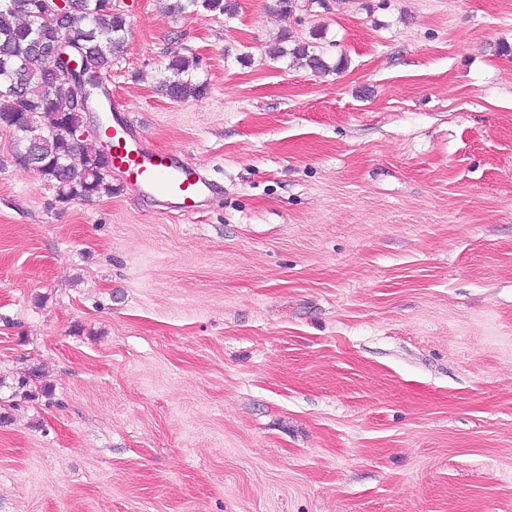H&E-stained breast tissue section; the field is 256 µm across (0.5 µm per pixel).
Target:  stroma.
Returning a JSON list of instances; mask_svg holds the SVG:
<instances>
[{
	"label": "stroma",
	"mask_w": 512,
	"mask_h": 512,
	"mask_svg": "<svg viewBox=\"0 0 512 512\" xmlns=\"http://www.w3.org/2000/svg\"><path fill=\"white\" fill-rule=\"evenodd\" d=\"M113 2L217 190L61 203L0 129V512H512V0ZM316 29L344 69L269 58ZM170 2L167 9L170 13L181 15L190 12L209 14L219 13L232 16L235 12V0H166ZM196 67L194 56L174 52L164 67V76L159 82L161 91L175 102L203 97L207 92V85L196 77Z\"/></svg>",
	"instance_id": "1"
}]
</instances>
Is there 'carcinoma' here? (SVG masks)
<instances>
[{"label":"carcinoma","mask_w":512,"mask_h":512,"mask_svg":"<svg viewBox=\"0 0 512 512\" xmlns=\"http://www.w3.org/2000/svg\"><path fill=\"white\" fill-rule=\"evenodd\" d=\"M63 13L55 0H0V129L14 137L11 161L36 173L53 188L62 203L89 201L112 194V182L102 172L111 159L71 138L83 110L77 92L53 72L56 31L76 13L83 18L73 31L72 46L81 50L85 72L105 74L126 52L130 24L112 0H69ZM170 13L233 15L234 0H168ZM279 40L272 59H287L292 67L317 74L338 71L344 58L330 63L319 47L308 42L284 46ZM196 58L173 53L164 67L161 91L172 101L199 99L207 92L194 70Z\"/></svg>","instance_id":"carcinoma-1"}]
</instances>
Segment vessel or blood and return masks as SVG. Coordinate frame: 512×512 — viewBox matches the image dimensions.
Returning a JSON list of instances; mask_svg holds the SVG:
<instances>
[{
    "mask_svg": "<svg viewBox=\"0 0 512 512\" xmlns=\"http://www.w3.org/2000/svg\"><path fill=\"white\" fill-rule=\"evenodd\" d=\"M112 168L180 214L196 212L213 186L197 167L178 162L172 151L154 148L117 116L112 119Z\"/></svg>",
    "mask_w": 512,
    "mask_h": 512,
    "instance_id": "obj_1",
    "label": "vessel or blood"
}]
</instances>
